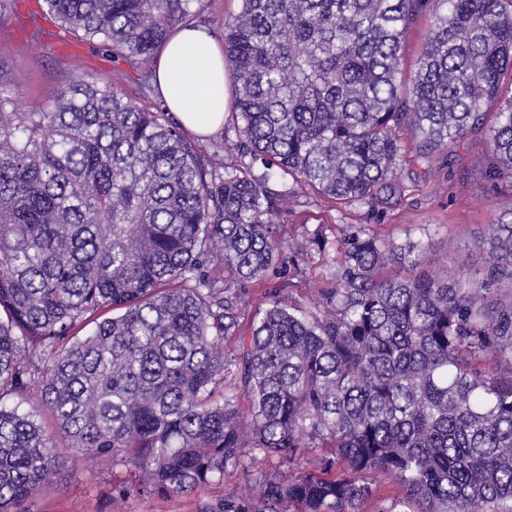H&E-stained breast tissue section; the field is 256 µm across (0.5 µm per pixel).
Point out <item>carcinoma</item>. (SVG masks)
I'll return each mask as SVG.
<instances>
[{"mask_svg": "<svg viewBox=\"0 0 512 512\" xmlns=\"http://www.w3.org/2000/svg\"><path fill=\"white\" fill-rule=\"evenodd\" d=\"M200 2L44 0L131 64ZM237 2L229 162L204 167L166 108L101 81L46 112L0 87V512H28L74 452L127 468L114 500L253 484L200 512H366L374 474L396 487L379 512H512V219L476 239L482 269L435 274L422 240L361 224L318 305L277 295L244 333L232 290L325 251L319 229L279 237L301 194L378 213L405 199L404 166L419 180L466 137L490 143L489 181L512 182V0ZM393 263L406 275H383ZM302 448L324 449L311 469ZM430 29V15L426 14L418 18L408 31L407 45V72L414 69L416 54L424 43Z\"/></svg>", "mask_w": 512, "mask_h": 512, "instance_id": "obj_1", "label": "carcinoma"}]
</instances>
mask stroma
I'll return each mask as SVG.
<instances>
[{
    "label": "stroma",
    "mask_w": 512,
    "mask_h": 512,
    "mask_svg": "<svg viewBox=\"0 0 512 512\" xmlns=\"http://www.w3.org/2000/svg\"><path fill=\"white\" fill-rule=\"evenodd\" d=\"M43 0H0V84L12 94L20 112L45 111L57 89L81 79L98 78L109 83L123 99L140 106L158 103L152 88L153 64L135 68L112 57L98 42H88L59 30L44 17ZM70 65H60V57ZM485 141H465L459 152L462 162L449 166L445 156H435L431 174L415 185L395 208L370 214L363 208L337 211L324 198L299 197L285 217L281 235L301 245L317 228L327 225L329 240L347 236L353 226L370 225L380 236L402 243L428 237L431 267L449 264L475 270L488 261L486 252L475 248V238L491 225L512 215V183L490 182L479 163L487 150ZM335 250L304 264L294 279L272 276L246 288L241 304L245 320L261 316L273 295H292L306 306L317 304L333 269ZM124 467L99 464L88 459L68 458L48 479L44 492L28 506L29 512H199L201 504L232 491L253 493L252 484L237 475H225L223 483L187 494L134 496L111 501L112 485L125 481Z\"/></svg>",
    "instance_id": "1"
}]
</instances>
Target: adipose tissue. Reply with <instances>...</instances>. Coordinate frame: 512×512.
<instances>
[{"instance_id": "ef3b65f1", "label": "adipose tissue", "mask_w": 512, "mask_h": 512, "mask_svg": "<svg viewBox=\"0 0 512 512\" xmlns=\"http://www.w3.org/2000/svg\"><path fill=\"white\" fill-rule=\"evenodd\" d=\"M155 84L176 122L200 136L217 131L229 110L224 54L204 26L179 29L160 51Z\"/></svg>"}]
</instances>
